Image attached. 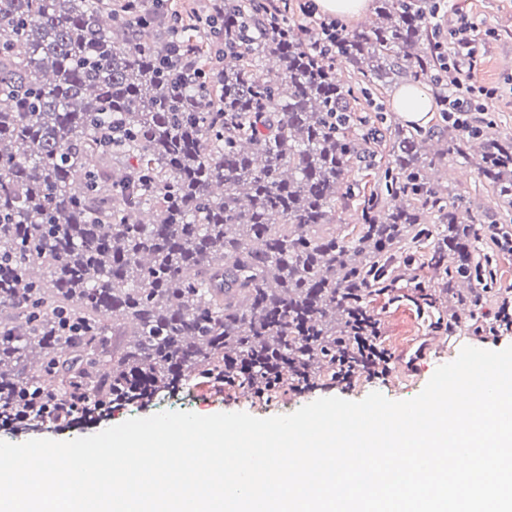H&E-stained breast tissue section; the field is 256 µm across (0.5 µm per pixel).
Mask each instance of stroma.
Instances as JSON below:
<instances>
[{
  "mask_svg": "<svg viewBox=\"0 0 512 512\" xmlns=\"http://www.w3.org/2000/svg\"><path fill=\"white\" fill-rule=\"evenodd\" d=\"M435 32L443 43L448 60L458 59V29H466L467 39L478 60L475 80L496 88L492 98L472 100L464 117L465 126H457L443 112L442 100L450 90L446 81L420 80L419 86L434 102V110L425 126L426 132L447 130L450 136H464L466 129L491 127L501 138H512V0H444L443 10L434 20ZM481 153L470 147L466 157L446 155L433 172L440 182L448 183L453 193L467 203V216L473 218L481 239H488L496 224L512 225V209L499 206L487 183L478 173ZM408 277L396 283L392 297L375 298L368 312L378 323L379 339L390 356L385 377L371 379L357 376L339 384L328 376H317L313 388L288 393L275 401L264 402L240 391H219L206 385H188L180 392L160 395L155 404L135 409L113 407L109 416L94 421L45 428V439L68 441L93 435L130 418H145L161 411H191L200 415L245 412L259 418L287 415L317 399L340 397L359 401L377 391L392 400H409L426 386L436 368L454 361L461 349L473 346L487 350L504 349L503 341L483 337L472 330L473 322L484 326L495 323L499 294L512 287V254H493L497 270L491 293L485 295L475 311H459L456 328L444 331L437 308L428 306L424 297L437 290L438 283L429 264L430 248L422 244L412 250Z\"/></svg>",
  "mask_w": 512,
  "mask_h": 512,
  "instance_id": "1",
  "label": "stroma"
}]
</instances>
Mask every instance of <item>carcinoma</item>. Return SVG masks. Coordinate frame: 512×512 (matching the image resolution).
Returning <instances> with one entry per match:
<instances>
[{
  "instance_id": "1",
  "label": "carcinoma",
  "mask_w": 512,
  "mask_h": 512,
  "mask_svg": "<svg viewBox=\"0 0 512 512\" xmlns=\"http://www.w3.org/2000/svg\"><path fill=\"white\" fill-rule=\"evenodd\" d=\"M439 9L377 0L337 54L370 84L420 80L444 59ZM157 29L110 0H0L1 427L101 418L193 382L272 400L353 376L354 314L376 323L367 303L393 291L411 245L431 246L450 302L477 306L459 285L492 276L418 133L395 132L358 231L323 230L383 135L288 19L227 0L218 31L176 16ZM215 31L208 69L200 35ZM176 40L191 82L169 72ZM471 138L512 207V140Z\"/></svg>"
}]
</instances>
